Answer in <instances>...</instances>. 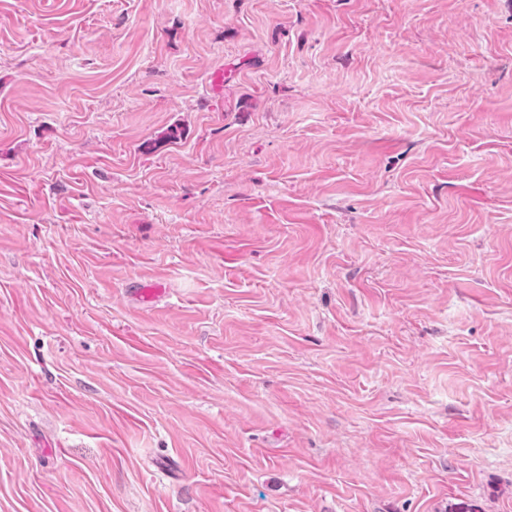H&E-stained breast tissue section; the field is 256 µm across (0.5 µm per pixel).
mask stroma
I'll return each mask as SVG.
<instances>
[{
	"instance_id": "obj_1",
	"label": "stroma",
	"mask_w": 512,
	"mask_h": 512,
	"mask_svg": "<svg viewBox=\"0 0 512 512\" xmlns=\"http://www.w3.org/2000/svg\"><path fill=\"white\" fill-rule=\"evenodd\" d=\"M461 502L512 512V0H0V512Z\"/></svg>"
}]
</instances>
